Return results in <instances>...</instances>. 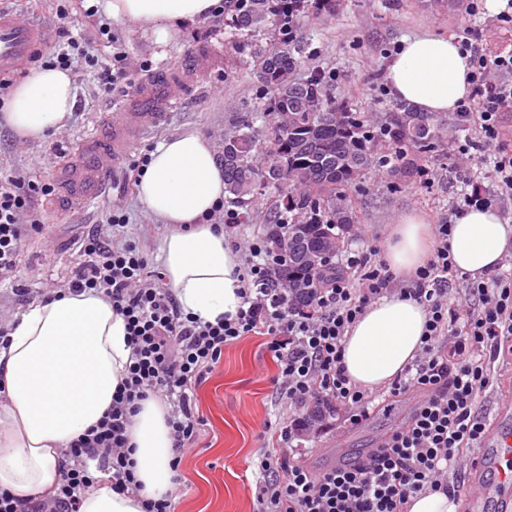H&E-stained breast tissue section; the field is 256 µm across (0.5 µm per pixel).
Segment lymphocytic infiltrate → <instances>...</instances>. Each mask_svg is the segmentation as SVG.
<instances>
[{"label": "lymphocytic infiltrate", "mask_w": 512, "mask_h": 512, "mask_svg": "<svg viewBox=\"0 0 512 512\" xmlns=\"http://www.w3.org/2000/svg\"><path fill=\"white\" fill-rule=\"evenodd\" d=\"M112 29L99 23L97 40L61 28L50 52L51 66L70 70L83 60L104 95L127 91L131 78L126 55L103 58L96 42H111ZM470 55L471 91L458 107L462 123L475 126L484 145L495 147L498 190L512 194V151L500 148L501 114L512 106V53L487 58L475 37L462 39ZM49 187L35 177L0 171V282L16 278L22 245L43 235L36 210ZM126 215L106 212L80 247V261L68 280L69 293L92 291L108 300L125 321L130 363L110 409L99 422L61 451L62 479L53 495L22 501L0 489V512H79L83 495L107 475L113 490L138 494L128 428L141 401L155 396L170 407L173 466L194 448L200 420L192 407L193 390L220 361L224 347L252 334L269 336L278 366L277 382L289 404L306 413L314 403L344 409L351 423L368 417L375 400L415 390L420 399L411 421L377 453L354 461L344 471H314L287 446L292 422L279 421L271 432L282 443L266 453L255 474L254 512H410L419 494L456 495L449 472L479 447L485 422L476 410L489 385L490 365L512 353V273L468 284L476 309L448 305L450 224L435 225L433 253L406 283L396 285L385 264L361 253L346 259L354 277H338L320 289L308 311L292 309L284 289L270 287L279 262L264 240L248 246L241 277L242 306L232 317L203 322L185 314L166 288L164 274L152 266L136 242L124 240ZM397 293L421 303L427 314L425 336L416 358L380 393L352 384L342 366L343 343L367 306Z\"/></svg>", "instance_id": "f902f5d3"}]
</instances>
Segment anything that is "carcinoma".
<instances>
[{
  "instance_id": "cac0c4a2",
  "label": "carcinoma",
  "mask_w": 512,
  "mask_h": 512,
  "mask_svg": "<svg viewBox=\"0 0 512 512\" xmlns=\"http://www.w3.org/2000/svg\"><path fill=\"white\" fill-rule=\"evenodd\" d=\"M340 0H224L232 27L253 39L251 62L259 85L257 112L270 130L265 146L250 124L224 135L220 161L224 165V204L245 224L252 223L259 188H272L275 200L261 217L269 249L286 258L273 269L279 288L288 289L298 309L310 307L315 292L343 269L335 256L317 265L302 255L333 243L341 251L358 224L352 188L377 166L394 175L420 172L419 161L439 146L435 117L396 107L393 121L374 124L328 98L329 74L313 70L294 78L304 54L297 15L311 6L333 15Z\"/></svg>"
}]
</instances>
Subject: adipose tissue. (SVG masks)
Instances as JSON below:
<instances>
[{"mask_svg":"<svg viewBox=\"0 0 512 512\" xmlns=\"http://www.w3.org/2000/svg\"><path fill=\"white\" fill-rule=\"evenodd\" d=\"M218 0H104L113 21L136 24L166 42L176 23L210 15ZM469 61L454 36L423 32L403 40L387 78L399 101L444 116L469 93ZM76 88L69 72L41 69L19 83L5 107L16 132L41 140L70 118ZM139 197L170 231L161 243L166 285L184 312L213 322L241 304L239 257L204 218L224 199V169L211 142L187 131L161 142L141 178ZM433 233L412 213L393 225L385 261L400 275L430 256ZM512 251V225L484 208L464 210L448 237L460 273L492 272ZM427 315L417 301L388 295L366 308L349 330L344 370L352 384L372 389L395 379L415 359ZM131 350L124 319L93 292L65 294L30 305L17 318L8 347H0V488L23 500L45 498L61 479L59 452L111 407ZM163 400L142 401L129 428L142 484L139 496L102 482L80 512H142L140 498L173 489L172 434Z\"/></svg>","mask_w":512,"mask_h":512,"instance_id":"adipose-tissue-1","label":"adipose tissue"}]
</instances>
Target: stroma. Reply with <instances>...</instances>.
Listing matches in <instances>:
<instances>
[{"label":"stroma","mask_w":512,"mask_h":512,"mask_svg":"<svg viewBox=\"0 0 512 512\" xmlns=\"http://www.w3.org/2000/svg\"><path fill=\"white\" fill-rule=\"evenodd\" d=\"M59 0H40L30 7L27 0H11L13 9L44 25L56 35L61 24L73 31L92 34L93 28L76 14L61 19ZM477 25L478 45L488 57L512 51V28L502 27L494 14L472 21L467 6L434 10L426 0H340L335 16L321 18L303 13L297 28L308 44L296 77L314 68L334 73L326 87L329 97L364 112L374 120L395 111L396 100L386 80L390 58L402 40L423 31L462 36L464 29ZM113 44H120L131 65L134 82L173 69L184 57L217 46L203 69L192 74V89L166 120L145 135L137 150L146 153L158 143L186 130L221 146L225 133L235 123L249 119L256 110L257 80L250 61L253 43L236 34L224 18L209 17L179 25L171 38L155 43L143 28L133 24H113ZM113 44H99L110 55ZM71 75L77 99L64 127L49 138L33 141L20 136L0 122V168L25 176L33 174L51 184L50 194L39 197V210L50 227L49 238L33 237L26 243L17 272L26 289L16 295L10 285H0V319L14 321L31 304L41 301L50 289L66 284L79 261L78 244L101 215L112 208L128 216L131 236L139 240L150 258H157L162 239L156 217L129 191L125 182L111 186L98 199H66L58 186L56 168L49 145L56 142L64 150L77 148L90 133L100 130L113 109L128 102L127 95H102L96 80L82 62H74ZM442 146L424 162L436 171L434 181L417 175L391 176L375 169L352 192L358 224L348 245L383 259L390 229L406 212L422 215L427 224L447 219L461 193L476 189L491 194L494 177L487 162L490 148L475 147L461 154L467 133L456 113L441 117ZM267 337L245 336L225 346L224 355L194 391L195 410L201 421L196 448L186 453L178 471L181 493L177 512H253L251 484L254 471L271 440L265 432L267 421L287 414L288 402L277 388L278 367L267 348ZM414 393H406L389 410L374 413L357 431H350L344 412L330 418L326 429L302 435L297 445L312 469L323 466L322 449L333 447L336 437L349 432L345 446L350 455L371 447L376 435L396 427L399 417L415 403ZM486 421L501 413L512 416V366L495 362L491 382L477 403Z\"/></svg>","instance_id":"1"}]
</instances>
